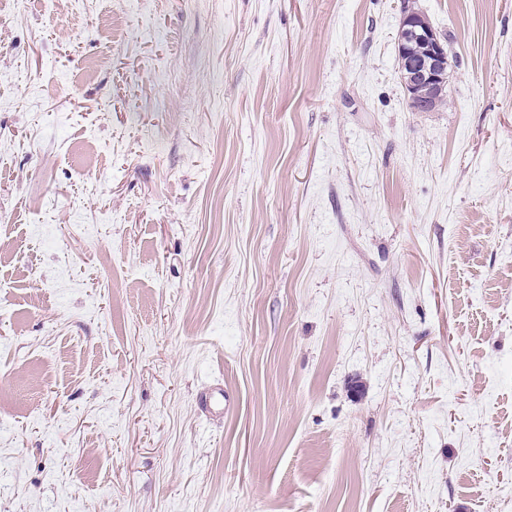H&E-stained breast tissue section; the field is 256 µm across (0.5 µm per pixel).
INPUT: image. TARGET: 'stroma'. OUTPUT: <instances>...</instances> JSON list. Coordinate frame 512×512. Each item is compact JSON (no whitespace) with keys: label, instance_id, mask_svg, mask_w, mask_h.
Here are the masks:
<instances>
[{"label":"stroma","instance_id":"obj_1","mask_svg":"<svg viewBox=\"0 0 512 512\" xmlns=\"http://www.w3.org/2000/svg\"><path fill=\"white\" fill-rule=\"evenodd\" d=\"M0 311V512H512V0H0ZM417 43L421 52L410 59V49ZM414 45L412 51L419 52ZM400 74L417 112H430L443 97L448 86V46L424 18L404 12L398 38ZM442 100V99H441ZM221 398L218 399L215 393L211 390L202 392L198 399V404L201 411L209 417L222 416L229 413L231 405L229 396L220 393Z\"/></svg>","mask_w":512,"mask_h":512}]
</instances>
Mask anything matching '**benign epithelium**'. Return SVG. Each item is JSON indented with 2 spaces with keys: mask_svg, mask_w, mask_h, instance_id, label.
Instances as JSON below:
<instances>
[{
  "mask_svg": "<svg viewBox=\"0 0 512 512\" xmlns=\"http://www.w3.org/2000/svg\"><path fill=\"white\" fill-rule=\"evenodd\" d=\"M419 44L421 52L409 58L412 45ZM398 53L400 74L417 112H429L443 97L448 86V46L424 18L414 12L403 14Z\"/></svg>",
  "mask_w": 512,
  "mask_h": 512,
  "instance_id": "benign-epithelium-1",
  "label": "benign epithelium"
}]
</instances>
